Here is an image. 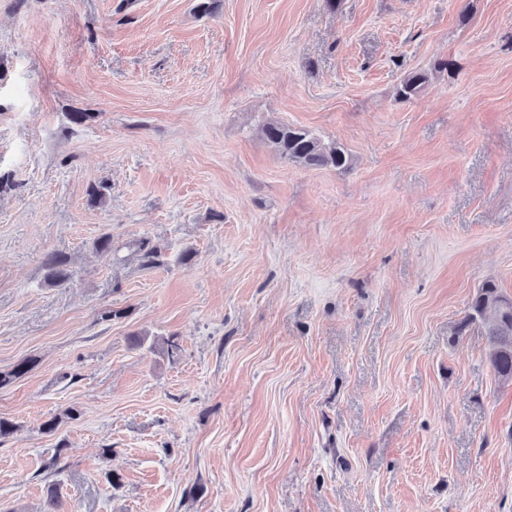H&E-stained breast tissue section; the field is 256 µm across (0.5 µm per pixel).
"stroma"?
Wrapping results in <instances>:
<instances>
[{
  "label": "stroma",
  "instance_id": "stroma-1",
  "mask_svg": "<svg viewBox=\"0 0 512 512\" xmlns=\"http://www.w3.org/2000/svg\"><path fill=\"white\" fill-rule=\"evenodd\" d=\"M196 4L0 0V512H512V0ZM427 82L428 75L425 72L416 71L408 74L398 89V97L403 101H409L419 96ZM259 131L282 158L299 166L347 171L352 165L351 156L342 147L325 143L307 129L266 123ZM45 282L52 286L69 283L73 278V270L69 259L58 253H47L43 259ZM505 305L508 307L510 317L508 325L509 336H500L496 344L504 348L509 347L511 345L512 336V297L503 294L492 283H486L479 289L471 302V312L467 315V318L457 326L455 333L456 335H460L472 323L476 322L477 319L484 320L486 315H491L492 321L486 331L489 343L488 361L497 377L501 381L508 383L512 380V347L509 351L495 353L491 344V337L496 336L501 326L504 325L503 309ZM505 376L508 377L507 380H505Z\"/></svg>",
  "mask_w": 512,
  "mask_h": 512
}]
</instances>
